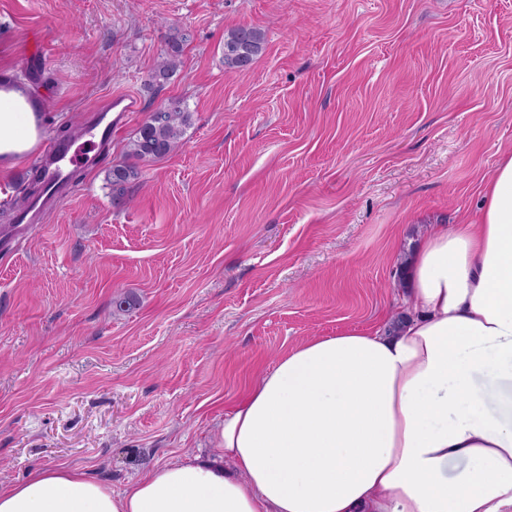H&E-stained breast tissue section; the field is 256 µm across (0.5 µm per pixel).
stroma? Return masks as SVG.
<instances>
[{
	"label": "stroma",
	"mask_w": 512,
	"mask_h": 512,
	"mask_svg": "<svg viewBox=\"0 0 512 512\" xmlns=\"http://www.w3.org/2000/svg\"><path fill=\"white\" fill-rule=\"evenodd\" d=\"M241 25L266 49L228 71ZM178 31L179 73L146 89ZM33 60L43 135L117 92L142 109L0 260L5 484L66 465L120 491L214 449L279 353L390 324L405 258L477 218L512 152V0H0V75ZM170 98L182 146L113 207L106 169Z\"/></svg>",
	"instance_id": "obj_1"
}]
</instances>
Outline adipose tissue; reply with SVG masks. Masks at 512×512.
Returning a JSON list of instances; mask_svg holds the SVG:
<instances>
[{"mask_svg": "<svg viewBox=\"0 0 512 512\" xmlns=\"http://www.w3.org/2000/svg\"><path fill=\"white\" fill-rule=\"evenodd\" d=\"M40 101L0 90V159L26 161ZM394 331L306 339L224 413L217 451L116 492L83 469L0 485V512H512V152L474 223L431 225Z\"/></svg>", "mask_w": 512, "mask_h": 512, "instance_id": "ef3b65f1", "label": "adipose tissue"}]
</instances>
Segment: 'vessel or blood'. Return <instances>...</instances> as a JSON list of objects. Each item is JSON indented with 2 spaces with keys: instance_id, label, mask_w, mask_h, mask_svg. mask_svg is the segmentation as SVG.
I'll return each instance as SVG.
<instances>
[{
  "instance_id": "obj_1",
  "label": "vessel or blood",
  "mask_w": 512,
  "mask_h": 512,
  "mask_svg": "<svg viewBox=\"0 0 512 512\" xmlns=\"http://www.w3.org/2000/svg\"><path fill=\"white\" fill-rule=\"evenodd\" d=\"M120 119H98L91 117L81 130L87 139L89 153L100 154L106 151L112 134L119 129ZM70 140L49 138L43 143L37 156V167L42 173L38 191L30 196L26 204L13 211L16 228L25 229L38 223L41 213L51 205H59L69 199L75 188L73 171L79 164V157Z\"/></svg>"
}]
</instances>
